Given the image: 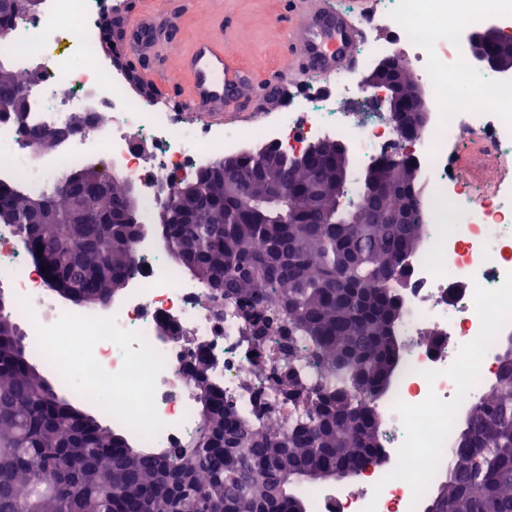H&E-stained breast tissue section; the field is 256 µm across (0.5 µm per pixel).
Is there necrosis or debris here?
I'll use <instances>...</instances> for the list:
<instances>
[{
  "instance_id": "4bbe7bcc",
  "label": "necrosis or debris",
  "mask_w": 512,
  "mask_h": 512,
  "mask_svg": "<svg viewBox=\"0 0 512 512\" xmlns=\"http://www.w3.org/2000/svg\"><path fill=\"white\" fill-rule=\"evenodd\" d=\"M463 2L377 0L361 21L367 37L355 71L329 78L327 91L300 93L246 128L188 121L166 99L139 97L100 52L111 0H46L39 14L12 21L9 39L0 43L1 64L21 73L40 68L27 93L25 124L0 118V155L9 160L0 180L32 194L66 171L103 161L138 184L140 219L150 225L161 197L215 160L241 153L250 138L290 155L327 139L346 141L358 163L406 154L426 172L429 231L423 250L408 260L400 290L407 351L391 393L376 405L390 454L366 470L358 490L318 488L312 512H365L370 500L375 512H418L448 467L457 419L496 381L498 341L485 339L488 324L512 328V178L496 177L489 187L449 158L466 152L479 164L512 156V79L462 65L465 31L491 17L512 32V0H489L475 12ZM382 28L394 31L403 63L433 95V122L407 147L390 119L373 111L375 94L358 78L394 46L369 39ZM339 97L368 106L363 121L337 111ZM89 109L94 130L33 161L27 128L65 127ZM133 250L138 270L110 315L52 305L34 312L28 304L44 297L41 274L16 227L0 225V285L11 288L13 313L34 352L74 394L108 399L104 415L149 447H179L196 430L191 367L198 356L209 357L211 382L242 413L273 399L233 306L214 302L202 283L169 266L151 238ZM168 321L177 332L164 341L156 327Z\"/></svg>"
}]
</instances>
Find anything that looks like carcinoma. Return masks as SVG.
Instances as JSON below:
<instances>
[{
  "instance_id": "carcinoma-1",
  "label": "carcinoma",
  "mask_w": 512,
  "mask_h": 512,
  "mask_svg": "<svg viewBox=\"0 0 512 512\" xmlns=\"http://www.w3.org/2000/svg\"><path fill=\"white\" fill-rule=\"evenodd\" d=\"M25 85L26 76L0 66V104ZM314 151L322 161L311 168L287 154L268 160L281 198L249 181L268 147L220 159L225 179L200 171L189 219L165 233L179 268L224 284L245 336L279 344L278 372L300 389L302 417L286 429L253 423L207 380L195 394L196 435L180 448L136 447L44 378L0 307V512L20 504L30 512H306L294 487L307 470L332 471L378 447L381 418L370 402L390 393L402 362L399 287L425 240L416 220L424 194L411 193L418 178L405 163L384 202L354 208L344 198L366 194L367 174H349L338 188L333 142ZM290 183L326 192L292 207ZM89 193L75 224L60 184L40 195L0 189V218L43 248L52 277L93 305L135 274L141 222L138 211L127 216L125 181ZM300 358L324 381L307 384L295 372ZM498 362L494 391L457 428L450 470L425 512H512V339Z\"/></svg>"
}]
</instances>
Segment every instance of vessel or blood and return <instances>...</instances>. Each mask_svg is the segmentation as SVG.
<instances>
[{
    "mask_svg": "<svg viewBox=\"0 0 512 512\" xmlns=\"http://www.w3.org/2000/svg\"><path fill=\"white\" fill-rule=\"evenodd\" d=\"M370 8L371 0H355L353 14L348 17L336 11L330 0H290L292 20L288 25V44L300 47L304 60L271 71L270 83L303 86L312 77H330L351 70L350 48L360 35L355 18ZM133 40L141 53L157 47V15L140 16ZM189 66L194 73V85L190 95L178 96L181 111L203 112L212 119H223L225 105L236 98L247 75L246 69L227 49L208 41L196 45Z\"/></svg>",
    "mask_w": 512,
    "mask_h": 512,
    "instance_id": "b4317fda",
    "label": "vessel or blood"
}]
</instances>
